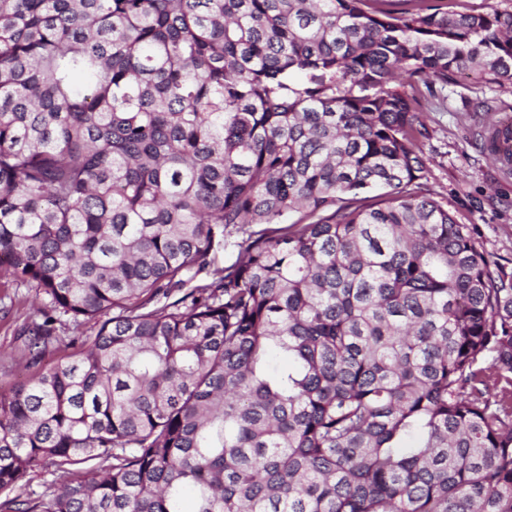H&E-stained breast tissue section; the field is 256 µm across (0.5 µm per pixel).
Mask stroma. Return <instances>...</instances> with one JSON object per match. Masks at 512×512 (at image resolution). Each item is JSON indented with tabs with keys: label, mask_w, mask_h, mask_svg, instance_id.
<instances>
[{
	"label": "stroma",
	"mask_w": 512,
	"mask_h": 512,
	"mask_svg": "<svg viewBox=\"0 0 512 512\" xmlns=\"http://www.w3.org/2000/svg\"><path fill=\"white\" fill-rule=\"evenodd\" d=\"M420 143L426 162L423 180L458 223L468 225L482 250L512 270V171L489 155L492 122L512 120V85L453 76L433 86L423 100ZM42 297L34 289L0 278V389H9L78 354L95 336V322L63 325L60 340L40 366L30 365L19 329L39 320Z\"/></svg>",
	"instance_id": "stroma-1"
}]
</instances>
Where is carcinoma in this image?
Segmentation results:
<instances>
[{
    "mask_svg": "<svg viewBox=\"0 0 512 512\" xmlns=\"http://www.w3.org/2000/svg\"><path fill=\"white\" fill-rule=\"evenodd\" d=\"M458 5L0 0L30 362L99 324L0 392V512H512V273L421 183L423 90L512 85ZM57 477V473L52 475L46 470H37L31 474L28 484L18 489L14 493V496L20 495L21 500H36L40 494L46 491L52 481L57 479Z\"/></svg>",
    "mask_w": 512,
    "mask_h": 512,
    "instance_id": "obj_1",
    "label": "carcinoma"
}]
</instances>
